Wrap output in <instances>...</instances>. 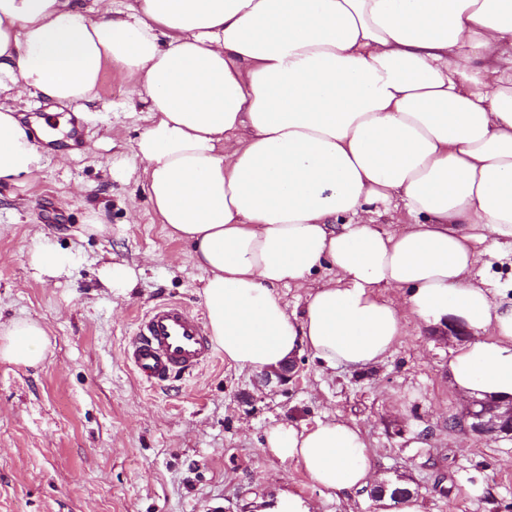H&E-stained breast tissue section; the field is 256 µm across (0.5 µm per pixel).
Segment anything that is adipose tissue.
Wrapping results in <instances>:
<instances>
[{
    "label": "adipose tissue",
    "mask_w": 512,
    "mask_h": 512,
    "mask_svg": "<svg viewBox=\"0 0 512 512\" xmlns=\"http://www.w3.org/2000/svg\"><path fill=\"white\" fill-rule=\"evenodd\" d=\"M96 2L0 0V95L71 103L104 67L136 78L140 178L204 273L227 362L263 372L307 350L362 369L411 315L467 327L452 387L512 399V302L469 279L487 233L512 240V0ZM42 162L0 107V183ZM393 208L410 218L400 233L365 218ZM326 268L334 279L290 314L279 288ZM48 345L40 323L0 327L2 361L37 365ZM266 444L339 496L376 480L343 420L280 424Z\"/></svg>",
    "instance_id": "ef3b65f1"
}]
</instances>
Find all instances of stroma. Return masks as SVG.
<instances>
[{
  "mask_svg": "<svg viewBox=\"0 0 512 512\" xmlns=\"http://www.w3.org/2000/svg\"><path fill=\"white\" fill-rule=\"evenodd\" d=\"M135 86L107 67L88 101L0 97L42 127L44 156L37 178L0 187V323L36 321L51 341L35 366L0 361V512H247L275 487L299 490L313 512H378L367 490L335 497L265 448L272 426L333 419L360 428L379 477L413 479L421 512H512V437L462 426L454 344L413 316L363 370L304 352L282 386L220 357L163 386L136 376L125 351L137 317L167 300L205 305L202 271L158 224L138 177L102 170L116 149L139 163L131 150L147 121ZM95 215L105 229L87 232ZM46 244L74 254L68 273L38 275L30 256ZM479 250L478 273L511 298L512 245L490 237ZM106 261L133 270L130 290L102 285Z\"/></svg>",
  "mask_w": 512,
  "mask_h": 512,
  "instance_id": "1",
  "label": "stroma"
}]
</instances>
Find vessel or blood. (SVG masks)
I'll list each match as a JSON object with an SVG mask.
<instances>
[{
  "mask_svg": "<svg viewBox=\"0 0 512 512\" xmlns=\"http://www.w3.org/2000/svg\"><path fill=\"white\" fill-rule=\"evenodd\" d=\"M126 355L134 373L154 385L193 373L214 359L201 315L177 301L161 302L138 319Z\"/></svg>",
  "mask_w": 512,
  "mask_h": 512,
  "instance_id": "vessel-or-blood-1",
  "label": "vessel or blood"
}]
</instances>
